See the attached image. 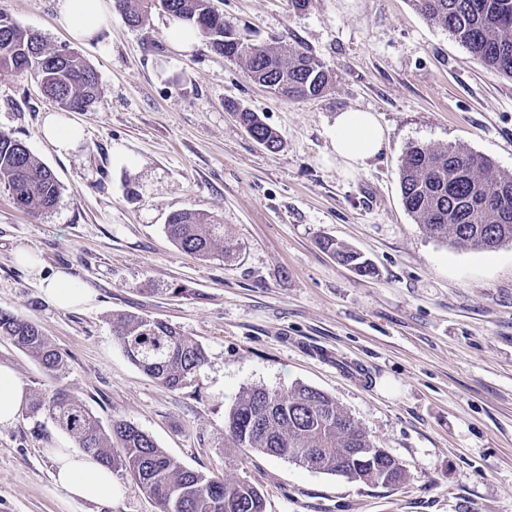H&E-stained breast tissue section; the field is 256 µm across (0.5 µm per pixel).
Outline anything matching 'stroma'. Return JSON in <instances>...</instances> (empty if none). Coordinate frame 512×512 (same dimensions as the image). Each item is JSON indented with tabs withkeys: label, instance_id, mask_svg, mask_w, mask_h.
<instances>
[{
	"label": "stroma",
	"instance_id": "obj_1",
	"mask_svg": "<svg viewBox=\"0 0 512 512\" xmlns=\"http://www.w3.org/2000/svg\"><path fill=\"white\" fill-rule=\"evenodd\" d=\"M56 3L0 0V12L50 46L71 44ZM214 4L248 42L320 59L323 93L273 94L205 37L174 44L166 13L132 27L114 11L102 42L73 44L100 94L74 113L85 140L62 157L40 133L56 104L33 77H0V131L61 184L42 213L18 210L0 186V309L38 323L67 368L52 375L1 338L0 365L28 399L67 388L103 429L131 422L188 469L252 482L265 512H512V243L446 245L400 193L413 144L461 146L512 173V78L486 70L412 0ZM233 104L278 131L277 152L246 133ZM349 108L374 113L387 138L356 171L329 156L328 129ZM116 146L133 167L115 168ZM182 209L223 225L222 249L198 258L170 242L164 225ZM326 237L375 275L338 264ZM20 249L87 284L93 301L52 306ZM126 314L167 321L204 347L190 384L168 389L126 357L113 335ZM298 384L333 397L406 481L374 487L232 447L224 420L245 391ZM74 444L45 414L0 426V512H159L118 474L108 504L58 487L53 451Z\"/></svg>",
	"mask_w": 512,
	"mask_h": 512
}]
</instances>
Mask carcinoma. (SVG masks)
Listing matches in <instances>:
<instances>
[{
	"label": "carcinoma",
	"mask_w": 512,
	"mask_h": 512,
	"mask_svg": "<svg viewBox=\"0 0 512 512\" xmlns=\"http://www.w3.org/2000/svg\"><path fill=\"white\" fill-rule=\"evenodd\" d=\"M423 17L448 31L482 65L512 76V0H413ZM128 24L143 27L159 10L206 35L211 48L244 62L254 82L287 96L320 94L329 80L323 63L290 44L278 48L244 42L236 26L224 19L212 0H115ZM0 75L33 76L43 95L72 112L86 110L99 96L97 71L77 52L50 47L40 35L0 14ZM239 120L254 140L274 152L278 132L255 112L236 106ZM0 184L26 212L56 206L61 186L52 170L24 142L0 132ZM400 188L406 211L432 236L454 247L492 252L512 243V174L463 147L408 148L401 165ZM182 251L206 257L224 243V225L185 209L164 225ZM322 248L361 276L373 264L357 251L325 238ZM0 336L31 355L44 369L60 373L63 354L41 327L22 315L0 311ZM128 359L169 389H181L207 361L204 348L174 325L128 315L115 328ZM46 411L70 434L77 447L114 473L132 477L160 512H264L257 486L228 482L189 470L159 448L135 425L116 420L107 435L86 406L63 388L49 401H32L28 412ZM235 448L284 457L311 470L342 475L365 484L395 486L406 479L399 461L379 447L323 391L295 385L291 389L256 387L230 408L226 426Z\"/></svg>",
	"instance_id": "1"
}]
</instances>
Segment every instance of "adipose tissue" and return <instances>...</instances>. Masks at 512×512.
Returning <instances> with one entry per match:
<instances>
[{
    "label": "adipose tissue",
    "instance_id": "adipose-tissue-1",
    "mask_svg": "<svg viewBox=\"0 0 512 512\" xmlns=\"http://www.w3.org/2000/svg\"><path fill=\"white\" fill-rule=\"evenodd\" d=\"M60 22L72 40L84 43L106 28L109 16L107 0H57ZM42 137L57 153L68 154L84 139L83 127L59 112L47 113L40 129ZM332 152L346 169L358 170L383 152L385 131L373 113L360 109L337 112L329 128ZM39 284L49 301L61 309L88 304L91 290L64 270L40 276ZM55 483L72 496L87 501L112 498V472L104 465L72 449L56 455Z\"/></svg>",
    "mask_w": 512,
    "mask_h": 512
}]
</instances>
